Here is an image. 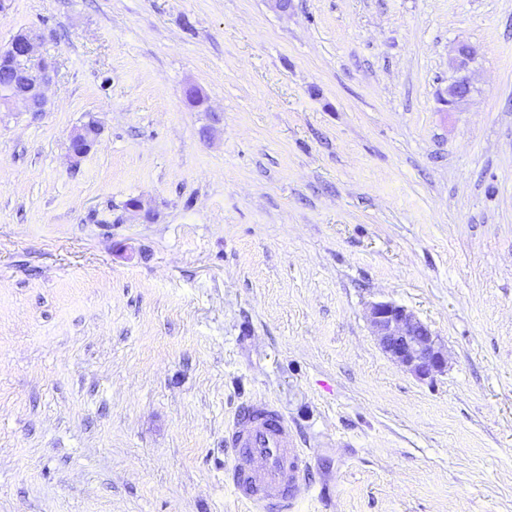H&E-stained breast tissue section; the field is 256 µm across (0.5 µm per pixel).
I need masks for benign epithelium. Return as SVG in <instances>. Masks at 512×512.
<instances>
[{
    "label": "benign epithelium",
    "mask_w": 512,
    "mask_h": 512,
    "mask_svg": "<svg viewBox=\"0 0 512 512\" xmlns=\"http://www.w3.org/2000/svg\"><path fill=\"white\" fill-rule=\"evenodd\" d=\"M38 36L22 33L0 53V64H16L14 81L0 87V103L10 107L20 101L27 112H41L44 106L43 88L52 80L53 66L37 55ZM475 56V49L462 45L453 66L458 72L448 83L445 99L448 110L459 112L472 92L467 76L461 74L468 61ZM100 133V128L87 135L75 131L70 136V153L73 163L85 158ZM368 319L383 351L407 371L421 380L433 379L445 371L448 360L438 337L418 319L414 313L393 302H377L371 305Z\"/></svg>",
    "instance_id": "obj_1"
}]
</instances>
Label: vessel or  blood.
I'll return each instance as SVG.
<instances>
[{
    "label": "vessel or blood",
    "mask_w": 512,
    "mask_h": 512,
    "mask_svg": "<svg viewBox=\"0 0 512 512\" xmlns=\"http://www.w3.org/2000/svg\"><path fill=\"white\" fill-rule=\"evenodd\" d=\"M231 462L224 478L254 512H295L309 465L286 415L268 400L242 403L224 434Z\"/></svg>",
    "instance_id": "vessel-or-blood-1"
}]
</instances>
